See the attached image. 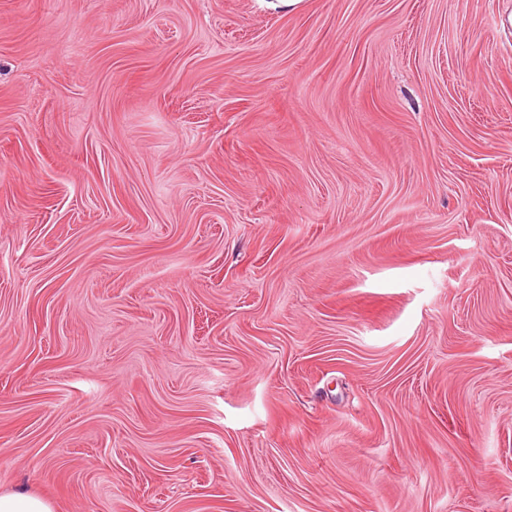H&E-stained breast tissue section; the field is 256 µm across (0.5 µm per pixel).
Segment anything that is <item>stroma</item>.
Returning <instances> with one entry per match:
<instances>
[{
	"instance_id": "obj_1",
	"label": "stroma",
	"mask_w": 512,
	"mask_h": 512,
	"mask_svg": "<svg viewBox=\"0 0 512 512\" xmlns=\"http://www.w3.org/2000/svg\"><path fill=\"white\" fill-rule=\"evenodd\" d=\"M512 512V0H0V494Z\"/></svg>"
}]
</instances>
